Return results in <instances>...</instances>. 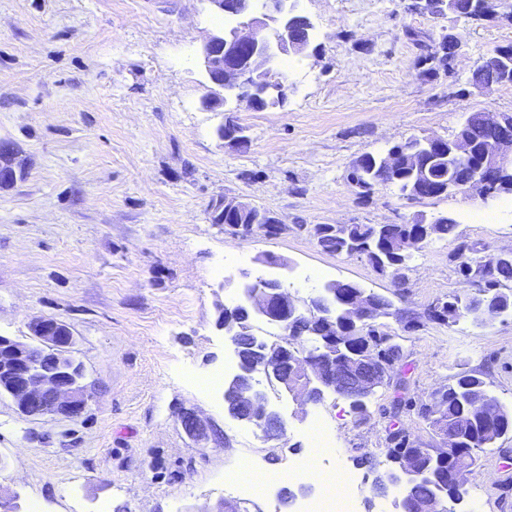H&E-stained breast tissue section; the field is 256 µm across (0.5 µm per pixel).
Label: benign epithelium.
I'll return each mask as SVG.
<instances>
[{
  "label": "benign epithelium",
  "instance_id": "7a95c632",
  "mask_svg": "<svg viewBox=\"0 0 512 512\" xmlns=\"http://www.w3.org/2000/svg\"><path fill=\"white\" fill-rule=\"evenodd\" d=\"M211 9L233 19L234 24L211 32L203 41L199 54L213 91L203 104L217 109L233 98L247 101L260 109L261 97L266 105L281 103L286 96L285 80L277 75L276 64L285 54L303 55L311 47V21L299 14L288 0H206ZM496 62L495 78L478 82L476 86L490 89L512 85V54L501 52L491 57ZM475 117L486 121L487 134L479 147H474L463 134V127ZM448 143V153L463 165L459 174L448 179L446 186L429 192H413L411 199L435 198L444 193L477 191L482 196L498 192L504 175L512 173V115L497 112H476L467 115L461 128L449 139L429 136L424 148L395 150L381 157L386 169L405 162L413 171L423 170V150L442 148ZM18 149L10 142L0 141V185L8 186L17 179ZM246 306L251 315L263 323L284 331L307 322H322L328 328L336 327L329 301L320 295L299 300L276 280H262L244 289ZM346 314L354 326L370 329L376 326L378 312L363 294L352 293L346 304ZM226 306H217V327L233 349L242 340L236 327L224 321ZM29 337L22 341L0 335V391L24 417L61 415L80 416L88 405L89 396L83 380L85 373H73L76 363L72 355L75 337L62 322L50 317H37L28 324ZM246 334L261 346L263 355L259 364L249 372L238 370L225 381V387L237 391L239 406L253 415L262 414L259 428L267 437H277L284 431L280 414L269 407L268 400L256 397L255 375L262 374L267 382L283 390L301 405L316 404L331 392L357 409L364 396L377 388L383 378L397 365L372 354L351 357L336 353V339L321 337L324 350L318 354L300 356L281 337L255 334L250 324ZM468 419L497 423L496 409L484 401L469 407ZM181 422L187 434L207 438L208 427L193 410L181 413ZM470 428L462 421L450 428L436 431L437 441L429 452L415 450L400 459L399 469L405 476L401 498L395 507L401 512H452L456 498L445 497L426 489L423 478L430 458L436 466L447 467L442 477L448 485L461 489L467 472L476 465V456L465 450L470 441Z\"/></svg>",
  "mask_w": 512,
  "mask_h": 512
}]
</instances>
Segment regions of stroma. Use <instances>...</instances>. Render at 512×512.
I'll list each match as a JSON object with an SVG mask.
<instances>
[{
  "mask_svg": "<svg viewBox=\"0 0 512 512\" xmlns=\"http://www.w3.org/2000/svg\"><path fill=\"white\" fill-rule=\"evenodd\" d=\"M297 10L313 24L311 47L292 59L285 102L256 110L231 100L213 111L203 106L211 85L199 50L223 20L207 0H0V140L19 147L22 164L0 189V335L27 339L40 316L66 324L89 391L74 419H25L0 399V500L19 512H198L222 500L243 512H299L320 482L247 500L230 478L249 462L283 470L306 457L320 415L361 483L359 512H396L399 488L375 494L359 464L384 457L390 426L433 445L419 410L463 373L512 408V316L411 332L382 319L405 358L367 419L331 394L304 408L271 389L286 427L279 439L232 418L223 388L195 385L234 357L216 302L242 304L243 284L256 278L301 298L351 282L421 313L474 291L454 259L460 244L472 259L512 246L505 194L411 200L379 186L362 199L348 181L363 154L451 137L469 112L512 114V86L471 83L491 49L512 44V0H492L479 20L434 16L416 0H298ZM447 34L460 42L455 61L427 73L423 45ZM228 117L246 127L247 148L218 138ZM228 196L270 212L281 231L242 236L215 223ZM441 214L456 222L454 236L414 252L398 286L364 258L326 252L310 232ZM184 408L218 437H190ZM463 492L456 512H512V432L478 453Z\"/></svg>",
  "mask_w": 512,
  "mask_h": 512,
  "instance_id": "obj_1",
  "label": "stroma"
}]
</instances>
